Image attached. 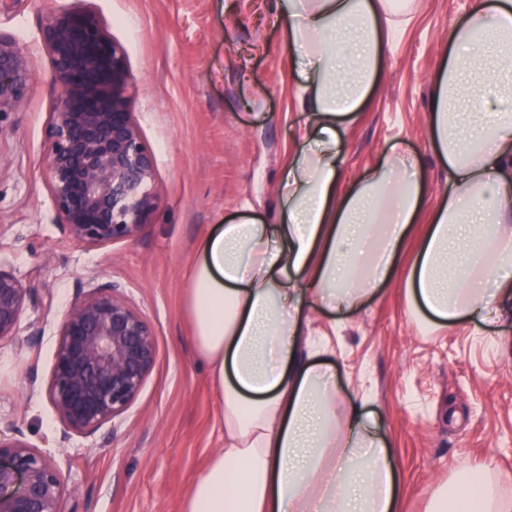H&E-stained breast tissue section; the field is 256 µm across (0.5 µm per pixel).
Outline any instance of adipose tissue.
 <instances>
[{
	"label": "adipose tissue",
	"mask_w": 512,
	"mask_h": 512,
	"mask_svg": "<svg viewBox=\"0 0 512 512\" xmlns=\"http://www.w3.org/2000/svg\"><path fill=\"white\" fill-rule=\"evenodd\" d=\"M392 0H284L308 114L281 184L285 220H244L206 239L190 272L195 342L220 403L224 446L183 512H399L390 450L316 358L305 310L353 306L392 278L424 187L396 151L344 182L339 120L357 112L409 21ZM340 32L355 34L348 51ZM427 114L448 164L406 279L410 309L437 328L512 317V0H474L448 33ZM466 104L467 113L456 110Z\"/></svg>",
	"instance_id": "1"
}]
</instances>
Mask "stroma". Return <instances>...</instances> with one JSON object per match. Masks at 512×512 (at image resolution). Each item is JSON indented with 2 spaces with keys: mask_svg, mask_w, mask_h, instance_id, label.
Here are the masks:
<instances>
[{
  "mask_svg": "<svg viewBox=\"0 0 512 512\" xmlns=\"http://www.w3.org/2000/svg\"><path fill=\"white\" fill-rule=\"evenodd\" d=\"M472 0H417L358 113L337 125L344 181L405 148L420 159L424 212L448 194L426 116L448 31ZM96 10L127 54L130 110L155 157L161 199L139 236L105 248L64 238L40 160L59 89L42 42L48 14ZM281 0H0V35L35 78L0 131V267L29 292L17 334L0 340V434L57 465L61 512H181L223 439L194 340L187 277L225 224L280 220V179L298 147L302 75L283 41ZM122 284L152 323L157 364L114 425L64 435L46 393L57 328L91 277ZM319 356L344 399L377 421L402 512H430L464 471L512 475V321L418 329L403 275L353 308L309 311Z\"/></svg>",
  "mask_w": 512,
  "mask_h": 512,
  "instance_id": "stroma-1",
  "label": "stroma"
}]
</instances>
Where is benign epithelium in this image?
Instances as JSON below:
<instances>
[{
	"label": "benign epithelium",
	"instance_id": "1",
	"mask_svg": "<svg viewBox=\"0 0 512 512\" xmlns=\"http://www.w3.org/2000/svg\"><path fill=\"white\" fill-rule=\"evenodd\" d=\"M42 41L59 88L42 161L58 227L89 247L132 241L155 211L159 188L130 112L126 53L90 9L52 11ZM34 77L29 55L0 35V129ZM26 299L27 289L0 267V338L15 335ZM157 356L152 325L119 283L94 278L78 288L61 315L47 382L64 434H93L120 419ZM65 493L51 458L16 435L0 436V512H61Z\"/></svg>",
	"mask_w": 512,
	"mask_h": 512
}]
</instances>
